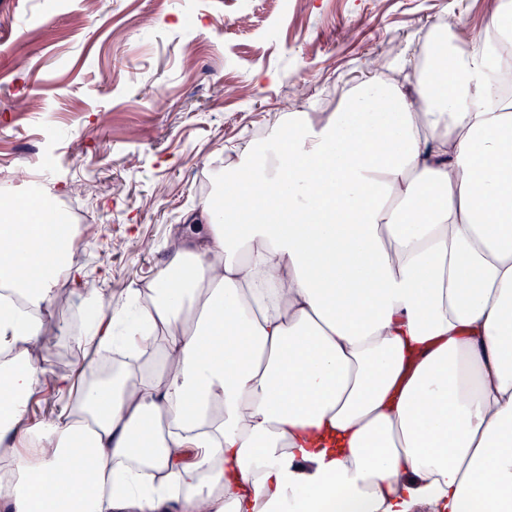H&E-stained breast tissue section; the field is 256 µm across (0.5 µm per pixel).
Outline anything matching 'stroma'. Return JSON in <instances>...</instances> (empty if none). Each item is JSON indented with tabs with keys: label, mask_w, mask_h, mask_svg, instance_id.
Instances as JSON below:
<instances>
[{
	"label": "stroma",
	"mask_w": 512,
	"mask_h": 512,
	"mask_svg": "<svg viewBox=\"0 0 512 512\" xmlns=\"http://www.w3.org/2000/svg\"><path fill=\"white\" fill-rule=\"evenodd\" d=\"M484 0H0V197L32 169L85 220L75 264L104 303L163 270L212 162L275 113L343 101L366 63L418 53L430 24L481 26ZM36 99L33 111L11 102ZM85 301L60 285L49 366L80 349Z\"/></svg>",
	"instance_id": "1"
}]
</instances>
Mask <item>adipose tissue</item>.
<instances>
[{"label": "adipose tissue", "mask_w": 512, "mask_h": 512, "mask_svg": "<svg viewBox=\"0 0 512 512\" xmlns=\"http://www.w3.org/2000/svg\"><path fill=\"white\" fill-rule=\"evenodd\" d=\"M512 0L341 106L275 116L100 303L72 225L0 224V512H512ZM88 353L50 369L59 279ZM132 359L96 384L99 353ZM67 394L48 423L28 406Z\"/></svg>", "instance_id": "1"}]
</instances>
